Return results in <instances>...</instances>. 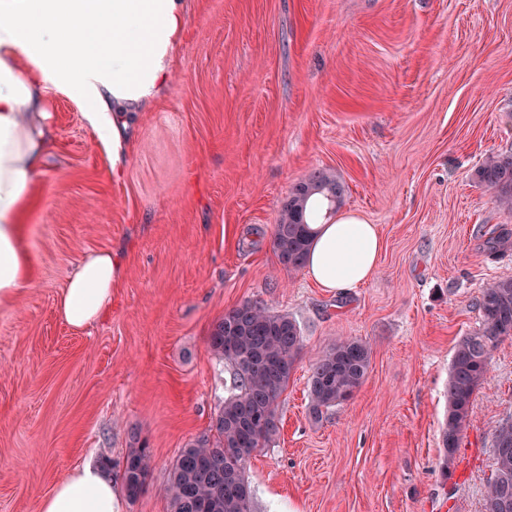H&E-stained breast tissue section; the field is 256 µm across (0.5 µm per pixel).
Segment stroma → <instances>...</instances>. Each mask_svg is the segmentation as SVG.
<instances>
[{"label": "stroma", "mask_w": 512, "mask_h": 512, "mask_svg": "<svg viewBox=\"0 0 512 512\" xmlns=\"http://www.w3.org/2000/svg\"><path fill=\"white\" fill-rule=\"evenodd\" d=\"M167 88L137 112L121 176L76 98L46 95L54 148L29 219L32 279L0 309V512H38L71 468L132 443L153 468L123 512H172L185 445L209 433L232 375L208 347L259 301L300 325L280 431L245 470L251 512H483L493 435L512 415V339L491 351L452 459L440 427L455 344L482 288L512 276V230L476 171L512 153V0H187ZM323 168L341 214L377 225L376 273L345 291L271 246L290 189ZM117 250L110 311L77 331L56 299L82 254ZM371 350L353 398L309 413L336 340Z\"/></svg>", "instance_id": "obj_1"}]
</instances>
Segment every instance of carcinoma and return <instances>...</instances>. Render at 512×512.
<instances>
[{"mask_svg":"<svg viewBox=\"0 0 512 512\" xmlns=\"http://www.w3.org/2000/svg\"><path fill=\"white\" fill-rule=\"evenodd\" d=\"M494 193L495 202L512 211V154L491 155L476 172ZM345 188L325 169H313L288 193L272 233V249L290 271L304 267L310 248L309 225L322 211L342 204ZM478 331L461 338L453 349L446 389V415L440 431L444 457L459 447L470 423L474 395L487 377L491 350L512 338V277L482 289L477 300ZM208 346L229 367L234 392L224 399L213 429L181 449L164 488L173 512H251V490L244 469L251 454L272 444L279 432L278 400L304 347L301 330L286 313L247 301L217 322ZM370 348L344 339L330 346L312 366L309 410L313 418L348 401L364 382ZM494 472L487 483L483 508L512 512V417L501 421L493 437ZM151 470L147 448L132 449L123 462L128 497H138ZM498 504L500 510L491 508Z\"/></svg>","mask_w":512,"mask_h":512,"instance_id":"obj_1","label":"carcinoma"}]
</instances>
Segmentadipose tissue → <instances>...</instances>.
I'll return each mask as SVG.
<instances>
[{
    "label": "adipose tissue",
    "instance_id": "adipose-tissue-1",
    "mask_svg": "<svg viewBox=\"0 0 512 512\" xmlns=\"http://www.w3.org/2000/svg\"><path fill=\"white\" fill-rule=\"evenodd\" d=\"M184 17V0H0V308L30 279L25 221L51 143L32 117L43 113L46 90L76 96L121 170L129 122L168 83ZM315 230L306 269L319 287L341 291L374 275L376 225L347 214ZM120 277L112 250L85 253L57 298L58 315L76 330L100 321ZM39 512H122V504L107 470L87 462L54 484Z\"/></svg>",
    "mask_w": 512,
    "mask_h": 512
}]
</instances>
